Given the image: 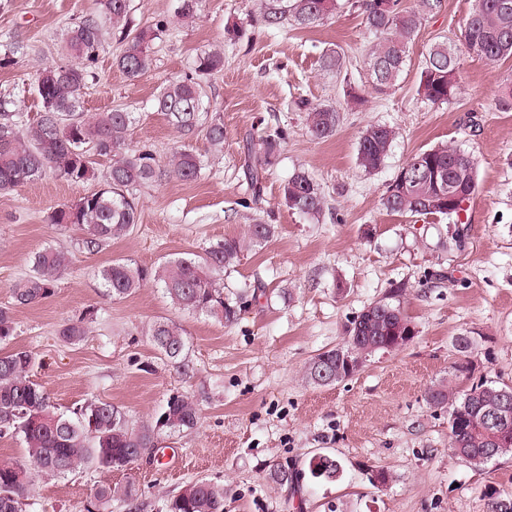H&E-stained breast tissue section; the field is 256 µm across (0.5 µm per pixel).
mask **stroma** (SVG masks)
<instances>
[{"instance_id":"stroma-1","label":"stroma","mask_w":512,"mask_h":512,"mask_svg":"<svg viewBox=\"0 0 512 512\" xmlns=\"http://www.w3.org/2000/svg\"><path fill=\"white\" fill-rule=\"evenodd\" d=\"M287 0H203L194 17L176 16L178 0H131V19L170 27L153 46V66L137 80L113 63L120 46L105 35L83 97L85 111L125 108L139 113L133 138L167 154L182 138L152 102L168 79L189 70L197 53L223 41L228 26L246 37L225 43L224 69L207 77L206 102L224 120V152L204 138L191 145L205 167L192 182L164 179L139 188L134 232L90 252L76 227L51 223L61 203L98 190L107 170L97 159L95 178L74 183L49 175L0 193V307L12 310L14 332L0 350L33 353L30 378L55 411L70 413L97 399L122 406L134 425L152 421L169 396H191L199 407L195 428L160 433L124 471L88 468L63 478L35 477L25 512H87L103 485L134 482L136 499L112 512H167L189 482L224 486V512H491L512 496V457L475 466L448 446V414L428 405L430 386L468 361L473 381L512 386V112L494 97L512 75V59L490 63L460 55L457 91L445 104L418 94L424 58L438 37L460 41L470 0H443L414 36L395 90L372 91L364 67L376 36L359 11L347 9L312 28L285 19L265 28L261 5ZM92 0H0V52L20 41L27 53L0 69V95L36 118L39 70L58 61L65 30ZM344 54L350 78L324 70V54ZM364 100L346 104L347 82ZM340 107L331 138L313 139L298 99ZM371 124L397 137L380 169L357 165L362 132ZM288 130L260 198H252L242 171L246 135ZM450 143L477 161L478 191L460 215L463 241L447 242L440 216L387 212L380 198L412 154ZM298 169L323 187L320 222L289 210L282 187ZM262 220L276 225L273 239L245 251L224 284L235 291L262 283L264 293L227 326L214 318L178 312L162 286L151 282L123 300L100 286L99 272L115 258L155 267L199 252ZM53 247L71 265L41 302L17 307L12 288L29 274L35 252ZM403 285L401 306L416 331L399 351L379 353L350 378L308 384L304 367L315 354L341 344L349 322L365 307ZM86 318L88 334L70 344L59 331ZM185 330L189 374L169 364L148 334L158 318ZM471 339L468 353L460 338ZM326 452L341 463L336 481L304 473L297 493L268 479L271 466L303 469Z\"/></svg>"}]
</instances>
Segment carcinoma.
<instances>
[{"mask_svg":"<svg viewBox=\"0 0 512 512\" xmlns=\"http://www.w3.org/2000/svg\"><path fill=\"white\" fill-rule=\"evenodd\" d=\"M377 0H293L289 11L298 25L311 28L344 8L361 12L367 29L378 35L369 48L366 67L370 86L377 94L395 88L403 72L408 45L422 22L442 7V0H415L406 7L392 0L382 12ZM169 21L135 29L130 18V0H95L67 30L61 54L66 61L45 66L37 79L35 93L41 105L38 118L24 120L11 110L14 102L0 97V191L41 180L51 171L65 181L89 180L95 176L93 157L110 159L104 185L79 200L62 204L51 215L55 224H70L82 232L88 248L130 234L139 222L138 187L166 176L183 181L196 180L203 169L202 159L184 143L162 157L150 143H135L131 134L135 113L123 108L106 112H86L82 93L96 78L95 67L102 48L103 32L118 35L121 52L115 65L129 79L144 76L152 65V42L168 30ZM468 54L488 62L512 58V0H471L462 30ZM460 57L448 37L428 50L420 74L419 88L434 104L451 99L457 89ZM224 70V46L214 45L196 55L193 70L174 78L154 99V110L184 138H204L212 152L224 149V120L205 105L200 78ZM496 105L512 110V77L501 83ZM340 111L333 105L306 109L310 135L328 139L336 133ZM396 138L393 127L375 124L360 136L357 164L365 171L379 169ZM288 139L283 128L244 145V175L253 198L260 197L263 182L275 164L280 148ZM478 190L477 162L473 155L452 144L419 151L402 166L381 198L383 208L392 213L436 215L457 218L464 205ZM288 208L311 219H319L326 199L320 183L308 172L297 171L282 189ZM453 196V206L446 198ZM276 226L257 221L248 225L241 237H226L201 253H188L166 261L156 270L130 260L116 259L102 268L103 288L114 300L133 295L147 282L162 284L166 294L181 310L202 313L231 325L239 319L247 300L243 293L224 296V275L234 270L244 250L261 246L275 236ZM69 257L48 247L32 258L31 273L12 288L17 305L40 302L53 293L54 285L68 266ZM404 289L395 288L391 298L370 305L346 329L344 346L358 344L382 351L391 332L401 328L416 335L404 316L401 303L394 299ZM83 320L67 324L60 332L66 342L86 336ZM150 336L155 348L178 370H190L187 336L174 320L154 322ZM33 355L25 349L0 354V429L20 436L30 466L19 475L13 464H0V512H23L32 474L62 477L83 467L127 470L153 447L156 436L189 430L197 425L196 403L188 396H170L154 421L132 426L126 412L108 401L89 402L65 415L52 410L47 393L29 378ZM306 378L315 385H330L346 379L344 364L336 361V349L317 354L308 364ZM468 366H455L453 379L440 381L428 389L427 402L434 408L448 409V445L453 454L474 465L485 463L490 447L489 426L481 417L479 405L498 399L499 393H512V386L479 381L471 385ZM503 440L497 457L512 455V417L497 428ZM339 461L328 454L314 455L307 463L311 477L334 479L340 473ZM138 490L134 483L103 486L96 491V512H108L112 503L128 504ZM168 512H224V487L207 480L190 482L173 496Z\"/></svg>","mask_w":512,"mask_h":512,"instance_id":"cac0c4a2","label":"carcinoma"}]
</instances>
